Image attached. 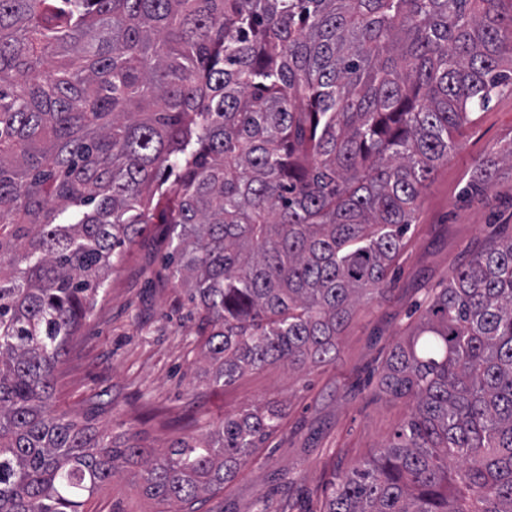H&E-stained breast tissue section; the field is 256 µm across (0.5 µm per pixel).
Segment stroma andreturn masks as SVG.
I'll return each instance as SVG.
<instances>
[{"instance_id": "stroma-1", "label": "stroma", "mask_w": 512, "mask_h": 512, "mask_svg": "<svg viewBox=\"0 0 512 512\" xmlns=\"http://www.w3.org/2000/svg\"><path fill=\"white\" fill-rule=\"evenodd\" d=\"M512 142V94L479 113L424 189L417 222L397 259L396 281L355 306L336 338V358L293 372L279 363L212 383L201 356L198 316L167 257L173 225L153 224L127 248L59 367L52 407L107 432L117 444L162 450L219 427L225 416L277 404V431L197 512H322L325 488L381 447L411 404L379 387L381 365L418 322L435 288L471 255L512 235V166L500 165L485 194L465 195L478 162ZM125 465L84 512H155Z\"/></svg>"}]
</instances>
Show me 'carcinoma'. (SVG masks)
I'll list each match as a JSON object with an SVG mask.
<instances>
[{"label": "carcinoma", "instance_id": "1", "mask_svg": "<svg viewBox=\"0 0 512 512\" xmlns=\"http://www.w3.org/2000/svg\"><path fill=\"white\" fill-rule=\"evenodd\" d=\"M505 90L512 0H0V512H83L130 461L158 512L223 489L282 408L154 459L51 409L105 274L172 224L213 384L330 362ZM380 383L413 411L323 512H512V237L432 295Z\"/></svg>", "mask_w": 512, "mask_h": 512}]
</instances>
